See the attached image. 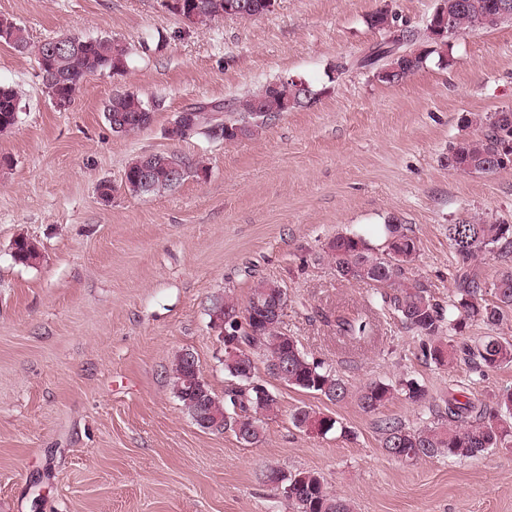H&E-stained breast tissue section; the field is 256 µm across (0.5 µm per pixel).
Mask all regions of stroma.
I'll list each match as a JSON object with an SVG mask.
<instances>
[{"label": "stroma", "mask_w": 512, "mask_h": 512, "mask_svg": "<svg viewBox=\"0 0 512 512\" xmlns=\"http://www.w3.org/2000/svg\"><path fill=\"white\" fill-rule=\"evenodd\" d=\"M437 0H276L259 18L226 17L199 29L166 0H0V17L26 27L32 48L0 43V84L22 94L16 125L0 133V512H284L268 469L315 471L353 512H512V449L451 460L388 456L378 424L416 428L450 388L494 402L512 387V364L472 373L437 367L422 340L387 310L376 339L338 348L332 318L370 307L373 284L346 282L323 257L337 234L382 247L397 218L416 236V273L437 302L455 293L448 227L480 215L512 225V168L463 175L448 150L467 113L512 109V24L448 42V64L430 58L386 85L354 61L391 30L423 32ZM379 9L391 30L367 23ZM111 36L132 47L121 76L86 78L65 111L43 83L33 48L62 34ZM277 78H299L314 101L232 144L198 131L174 141V116L218 105ZM160 101L152 124L126 137L103 117L112 94ZM179 151L203 159L171 192L120 190L127 162ZM118 186L111 200L100 182ZM38 245L35 265L12 244ZM264 278L288 293L283 328L348 380L414 379L420 407L402 398L362 412L256 374L279 411L260 442L198 428L174 395L176 353H193L216 395L234 388L213 301L245 302ZM307 406L344 433L296 428ZM13 258L22 265H34L40 257L37 245L28 238L21 237L14 242Z\"/></svg>", "instance_id": "stroma-1"}]
</instances>
